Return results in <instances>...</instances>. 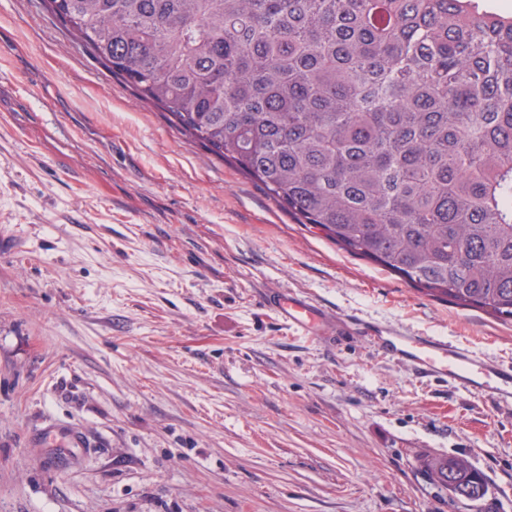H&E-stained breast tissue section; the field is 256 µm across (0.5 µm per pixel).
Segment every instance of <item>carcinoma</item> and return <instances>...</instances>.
Instances as JSON below:
<instances>
[{"mask_svg":"<svg viewBox=\"0 0 512 512\" xmlns=\"http://www.w3.org/2000/svg\"><path fill=\"white\" fill-rule=\"evenodd\" d=\"M299 224L512 323V15L478 0H41ZM469 501L487 493L446 459Z\"/></svg>","mask_w":512,"mask_h":512,"instance_id":"carcinoma-1","label":"carcinoma"}]
</instances>
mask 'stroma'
<instances>
[{"mask_svg": "<svg viewBox=\"0 0 512 512\" xmlns=\"http://www.w3.org/2000/svg\"><path fill=\"white\" fill-rule=\"evenodd\" d=\"M288 293L315 335L265 308ZM377 326L512 372V324L297 223L40 0H0V512H512V404ZM429 453L486 497L430 485ZM267 306L277 313L282 322L303 336H311L324 321V313L307 297L280 295L270 298ZM370 336L386 354L448 381V385L474 391L493 401L507 402L512 398V374L479 363L464 348L448 349L431 337L397 336L380 328L372 330ZM491 377L497 378L500 384L491 386ZM448 468L454 472L455 477L459 483H464L471 489L470 498L467 500L460 499L455 491V488L448 483V486L444 485L448 491V495L454 501H467L477 502L482 500L487 493V486L484 478L476 472L469 462L463 458H446Z\"/></svg>", "mask_w": 512, "mask_h": 512, "instance_id": "1", "label": "stroma"}]
</instances>
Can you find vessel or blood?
<instances>
[{
    "label": "vessel or blood",
    "mask_w": 512,
    "mask_h": 512,
    "mask_svg": "<svg viewBox=\"0 0 512 512\" xmlns=\"http://www.w3.org/2000/svg\"><path fill=\"white\" fill-rule=\"evenodd\" d=\"M268 306L290 329L304 336L315 334L324 321V313L307 297L280 295L270 298ZM372 336L382 350L409 362L449 385L465 388L493 401L512 399V374L479 363L466 349L448 348L431 337L397 336L380 329Z\"/></svg>",
    "instance_id": "vessel-or-blood-1"
}]
</instances>
